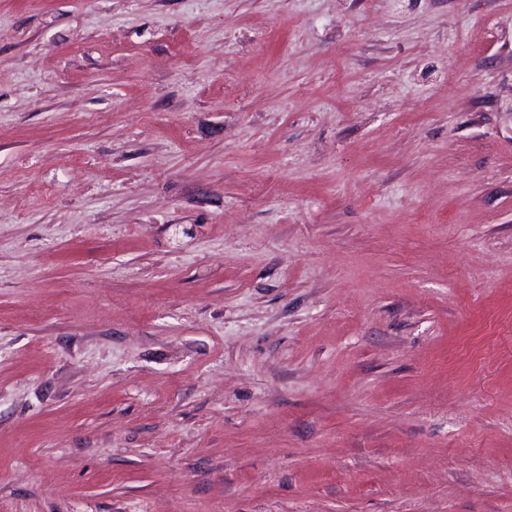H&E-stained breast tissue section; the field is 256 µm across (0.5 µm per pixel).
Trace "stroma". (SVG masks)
Wrapping results in <instances>:
<instances>
[{"instance_id":"35a3bbf8","label":"stroma","mask_w":512,"mask_h":512,"mask_svg":"<svg viewBox=\"0 0 512 512\" xmlns=\"http://www.w3.org/2000/svg\"><path fill=\"white\" fill-rule=\"evenodd\" d=\"M0 512H512V0H0Z\"/></svg>"}]
</instances>
